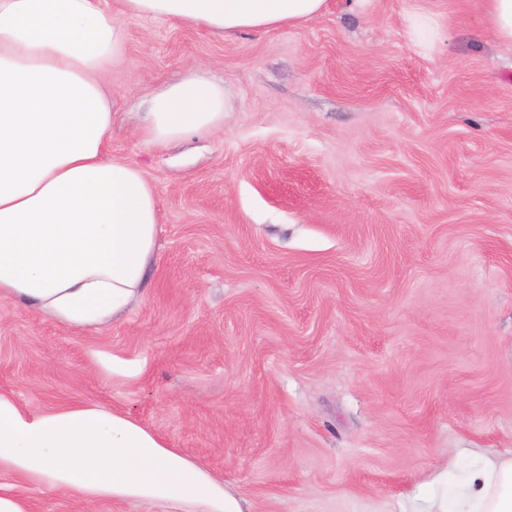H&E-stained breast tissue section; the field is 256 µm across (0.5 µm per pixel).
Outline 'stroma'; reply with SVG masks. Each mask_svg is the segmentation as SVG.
<instances>
[{
    "label": "stroma",
    "mask_w": 512,
    "mask_h": 512,
    "mask_svg": "<svg viewBox=\"0 0 512 512\" xmlns=\"http://www.w3.org/2000/svg\"><path fill=\"white\" fill-rule=\"evenodd\" d=\"M483 9L329 0L228 38L123 15L109 153L155 189L154 267L102 331L0 299V392L132 412L253 512H392L512 458V49ZM188 74L223 85V127L149 141ZM13 485L31 512H156ZM404 33L413 46L422 50L431 49L439 34L438 21L434 15L415 10L406 14L403 20Z\"/></svg>",
    "instance_id": "35a3bbf8"
}]
</instances>
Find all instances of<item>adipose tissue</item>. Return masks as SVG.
<instances>
[{
	"label": "adipose tissue",
	"instance_id": "1",
	"mask_svg": "<svg viewBox=\"0 0 512 512\" xmlns=\"http://www.w3.org/2000/svg\"><path fill=\"white\" fill-rule=\"evenodd\" d=\"M125 13L224 37L295 27L328 0H122ZM126 30L105 0H0V298L67 328L100 330L142 296L158 250L155 191L109 156L112 90L101 76ZM224 89L185 76L153 96L145 136L158 144L219 128ZM87 502L170 512H251L203 464L127 411L93 402L35 412L0 393V478ZM412 512H512V459L480 458L454 505Z\"/></svg>",
	"mask_w": 512,
	"mask_h": 512
}]
</instances>
